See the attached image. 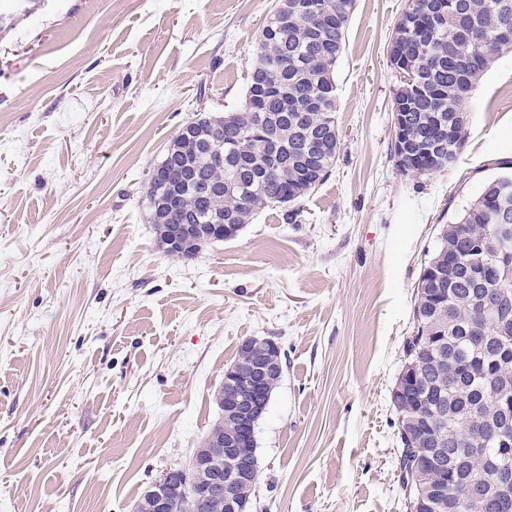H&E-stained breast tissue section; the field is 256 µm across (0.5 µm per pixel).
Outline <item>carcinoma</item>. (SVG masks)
Segmentation results:
<instances>
[{
	"instance_id": "obj_1",
	"label": "carcinoma",
	"mask_w": 512,
	"mask_h": 512,
	"mask_svg": "<svg viewBox=\"0 0 512 512\" xmlns=\"http://www.w3.org/2000/svg\"><path fill=\"white\" fill-rule=\"evenodd\" d=\"M356 0H288V23L283 24L270 11L259 35L260 52L249 72L242 107L222 116L203 115L210 129L224 136L230 152L222 171L214 169L204 142L176 135L172 147L160 162L170 172L189 162L199 183L236 181L241 189L224 191L210 208L200 206L187 195L173 224H203L209 213L218 211L243 230L269 208L283 210V220L295 224L300 208L295 203L320 185L336 163L340 138L321 153L320 173L309 180L300 161L304 145L311 139L337 130L335 73L345 47L347 25ZM10 12L0 20V33L14 30L31 15ZM512 27V0H408L393 34L410 71L395 90L392 112L407 109L412 126L422 134L438 127L452 130L457 153H462L469 138V120L463 104L471 89L492 67L512 41L501 40L503 27ZM275 136L288 146V160L279 167L267 168V137ZM390 156L397 170L420 173L427 164L405 155L391 145ZM497 174L478 196L463 209L457 220L443 226L439 246L424 268H439L447 275L446 301L434 308L426 279L419 277L414 298V335L405 341V363L428 353L436 336L448 337L443 358L452 355L471 363V370L451 374L448 369L435 378L429 388L430 401L447 402L453 413L451 428L454 447L473 452L457 466L461 481H448L444 492L430 491L418 499V491L408 496V509L421 512H448V500L462 493L465 483L477 481L488 486L494 478L489 460L504 459L512 467V445L498 438V421L508 408L502 392L512 385V333L492 334L486 347L473 351L463 337L477 321L478 303L490 304L512 287L494 279L480 286L464 269H448V256L464 250L471 239L485 242L483 259L488 266H501L494 237L499 213L512 212V160L498 163ZM400 455L396 470L401 488L416 479L418 472L430 468L418 453L419 435L414 428L397 432Z\"/></svg>"
}]
</instances>
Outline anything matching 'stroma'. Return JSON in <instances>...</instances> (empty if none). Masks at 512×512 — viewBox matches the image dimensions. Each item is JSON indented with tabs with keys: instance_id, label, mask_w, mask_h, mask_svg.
<instances>
[{
	"instance_id": "1",
	"label": "stroma",
	"mask_w": 512,
	"mask_h": 512,
	"mask_svg": "<svg viewBox=\"0 0 512 512\" xmlns=\"http://www.w3.org/2000/svg\"><path fill=\"white\" fill-rule=\"evenodd\" d=\"M405 0H357L328 179L191 261L158 247L145 179L197 113L244 101L272 0H41L0 41V512H135L220 416L241 342L284 363L252 512H407L391 391L414 289L512 160V51L464 103L447 169L390 157Z\"/></svg>"
}]
</instances>
